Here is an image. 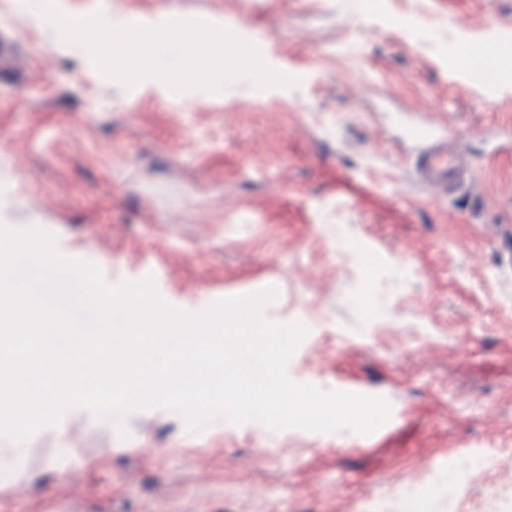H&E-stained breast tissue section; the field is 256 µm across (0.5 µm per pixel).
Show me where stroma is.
Here are the masks:
<instances>
[{
    "instance_id": "1",
    "label": "stroma",
    "mask_w": 512,
    "mask_h": 512,
    "mask_svg": "<svg viewBox=\"0 0 512 512\" xmlns=\"http://www.w3.org/2000/svg\"><path fill=\"white\" fill-rule=\"evenodd\" d=\"M62 2L224 19L299 83L130 88L0 0V223L188 312L277 288L266 317L307 329L290 378L391 410L366 433L68 417L24 441L0 512H512V87L466 61L512 44V0ZM420 126L473 185L418 179Z\"/></svg>"
}]
</instances>
